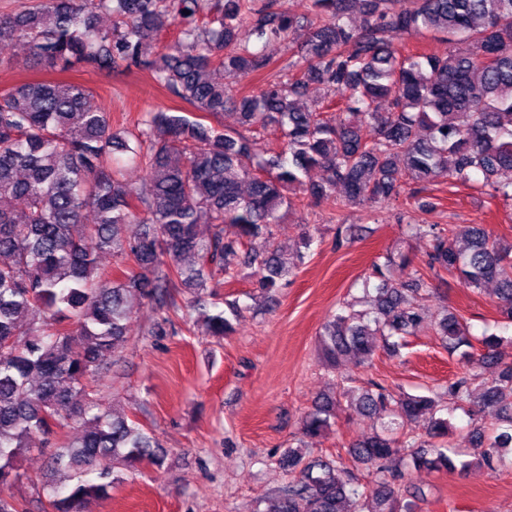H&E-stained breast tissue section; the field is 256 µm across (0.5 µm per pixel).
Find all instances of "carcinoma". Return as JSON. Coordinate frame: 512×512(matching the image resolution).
<instances>
[{"label":"carcinoma","mask_w":512,"mask_h":512,"mask_svg":"<svg viewBox=\"0 0 512 512\" xmlns=\"http://www.w3.org/2000/svg\"><path fill=\"white\" fill-rule=\"evenodd\" d=\"M276 5L33 0L0 12V64L146 68L159 87L201 113L148 112L128 138L113 131L108 113L91 109L81 84L23 81L0 92V512H30V500L3 494L22 479L17 457L33 436H57L73 422L79 437L61 444L52 463L73 470L76 482L33 484L41 512H90L118 480V463L129 472L161 467L158 444L138 419L89 414V382L127 342V298L155 301L167 313L170 289L180 285L203 299L237 266L257 261L260 288L273 291L290 269L277 249L258 259L252 240L272 236L279 209L305 197L338 208L388 203L416 196L417 184L440 170L461 183L480 174L488 195L512 206V0H310L316 21L298 60L268 52L274 44L292 52L298 30L295 16ZM101 14L112 18L110 27L97 25ZM171 25L177 36L161 48L158 35ZM395 32L438 35L448 53L405 55L391 40ZM460 40L469 42V53L453 49ZM20 42L28 57L1 56ZM276 63L275 78L255 93L224 84L226 74L260 76ZM313 84L325 94L309 105ZM230 108L239 128L204 122ZM355 117L372 128L371 137L362 136ZM268 131L279 146L265 166L257 145ZM117 151L145 170L150 193L112 169ZM316 168L323 182L301 179ZM338 183L347 190L342 201L333 194ZM88 208L96 213L92 224L84 220ZM407 230L428 238L429 269L457 274L474 294L496 284L497 324L512 328V243L481 224ZM104 251L131 259L134 268L99 273ZM397 263L409 261L389 257L386 266ZM384 267L374 266L373 293L353 298L324 326L327 368L346 355L366 364L380 347L396 352L419 331L421 273L394 283ZM201 321L212 336L233 331L222 312H203ZM435 333L450 353L468 348V370L444 394L456 408L472 416L490 410L504 424L494 435L473 428L474 455L489 465L512 447V363H502L477 398L472 384L479 368L499 360L503 336L484 333L475 344L452 312ZM344 406L380 423L348 449L370 480L339 456L308 461L302 448H288L281 461L293 478L274 491L275 512H345L346 502L355 512H413L400 493L409 468L455 469L442 443L448 419H432L423 434L412 428L435 410L436 398L394 394L372 381L347 386L337 398L315 400L302 435L320 434ZM400 448L409 449L407 457H398Z\"/></svg>","instance_id":"cac0c4a2"}]
</instances>
